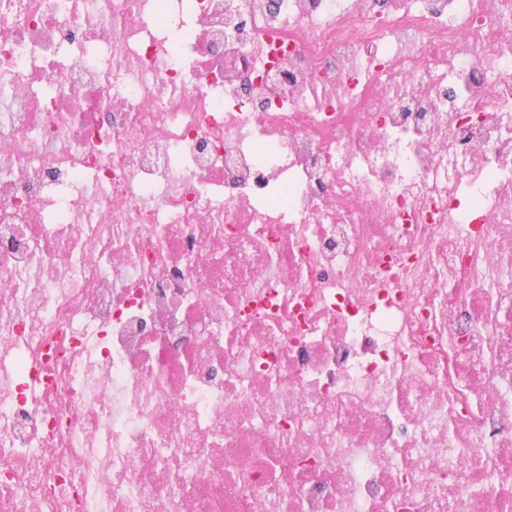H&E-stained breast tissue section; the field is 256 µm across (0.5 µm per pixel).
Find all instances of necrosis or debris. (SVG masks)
I'll return each instance as SVG.
<instances>
[{
  "label": "necrosis or debris",
  "instance_id": "obj_1",
  "mask_svg": "<svg viewBox=\"0 0 512 512\" xmlns=\"http://www.w3.org/2000/svg\"><path fill=\"white\" fill-rule=\"evenodd\" d=\"M0 512H512V0H0Z\"/></svg>",
  "mask_w": 512,
  "mask_h": 512
}]
</instances>
